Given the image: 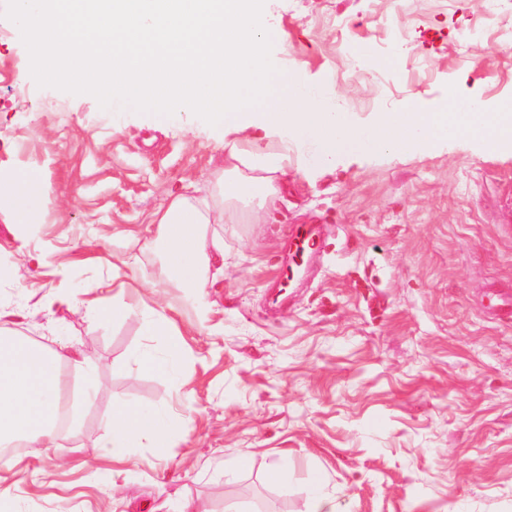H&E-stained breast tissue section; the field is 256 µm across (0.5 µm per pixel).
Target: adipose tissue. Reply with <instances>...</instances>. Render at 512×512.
I'll return each mask as SVG.
<instances>
[{
	"instance_id": "ef3b65f1",
	"label": "adipose tissue",
	"mask_w": 512,
	"mask_h": 512,
	"mask_svg": "<svg viewBox=\"0 0 512 512\" xmlns=\"http://www.w3.org/2000/svg\"><path fill=\"white\" fill-rule=\"evenodd\" d=\"M18 22L41 54L52 78L79 90L81 69L109 100L163 111L179 105L225 134L227 166L216 175L219 204L203 206L178 197L155 212L154 243L167 281L198 287L215 259L200 227L225 221V207L265 202L271 175L287 172V152L255 153L242 136L253 124L271 135L293 132L310 140L321 162L344 152L400 155L447 141L448 129L490 146L512 148V114L479 106L433 111L418 103L412 112H378L364 125L322 101L297 77L275 79L265 52L269 24L261 0H18ZM36 172L0 178V202L29 218L39 196ZM79 347L54 350L29 343L0 326V440L28 447L56 446L55 420L63 366H82ZM163 448L165 415L129 403L112 408L102 442L129 448L139 441Z\"/></svg>"
}]
</instances>
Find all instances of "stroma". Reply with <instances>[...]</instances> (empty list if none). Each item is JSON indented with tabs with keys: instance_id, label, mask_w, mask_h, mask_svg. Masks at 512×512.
I'll return each instance as SVG.
<instances>
[{
	"instance_id": "obj_1",
	"label": "stroma",
	"mask_w": 512,
	"mask_h": 512,
	"mask_svg": "<svg viewBox=\"0 0 512 512\" xmlns=\"http://www.w3.org/2000/svg\"><path fill=\"white\" fill-rule=\"evenodd\" d=\"M267 55L364 123L420 98L512 102V0H265ZM476 23L482 38L465 39ZM0 0V176L35 170L49 192L36 223L0 210V311L47 349L78 344L97 385L66 368L71 424L57 448L0 465V512H302L311 480L337 512H512V323L489 309L512 293V151L458 139L394 156L353 152L312 164L309 145L259 124L250 146L287 149L288 174L237 223L207 224L224 273L199 321L161 283L151 215L171 197L214 193L224 137L199 117L78 95L15 39ZM400 35L404 53L381 43ZM364 67L347 73L349 52ZM323 247L282 285L294 225ZM132 253L135 269L105 258ZM112 313L92 317L87 301ZM183 352L168 371L146 326L165 305ZM166 414L169 446L101 442L113 405ZM247 466H238L240 456ZM280 463L285 482L267 481Z\"/></svg>"
}]
</instances>
